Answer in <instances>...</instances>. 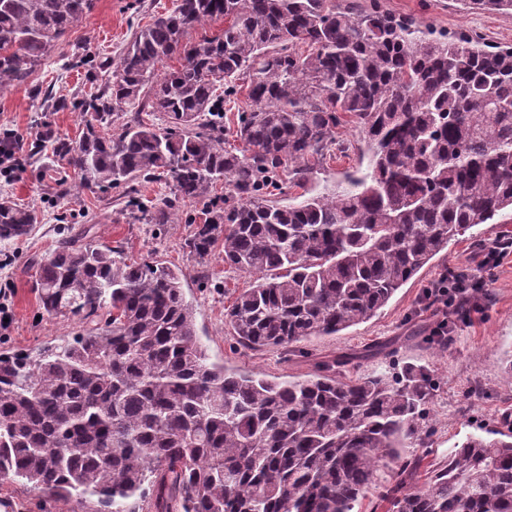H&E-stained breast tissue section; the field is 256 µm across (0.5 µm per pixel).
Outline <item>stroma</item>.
<instances>
[{"instance_id": "1", "label": "stroma", "mask_w": 512, "mask_h": 512, "mask_svg": "<svg viewBox=\"0 0 512 512\" xmlns=\"http://www.w3.org/2000/svg\"><path fill=\"white\" fill-rule=\"evenodd\" d=\"M174 0H94L92 10L58 41L28 84L0 90V130L15 134L11 177L0 176V198L34 210L32 234L0 242V306L9 317L0 328V352H32L61 344L82 333L73 319L43 316L30 263L48 255L60 239L91 228L103 243L122 242L129 256H152L182 270L187 300L196 309L195 328L211 361L226 368L270 379L292 380L315 372L323 362L346 356L350 375L394 374L405 365L425 368L434 387L429 428L424 438L429 467L448 459V451L466 435L512 420V379L504 372L512 351V252L481 267L485 248L512 240V216L480 225V240L460 237L433 264L400 288L371 320L342 331L301 342L297 352L282 348L252 350L239 345L225 323V311L254 275L228 270L221 251L198 266L185 247L192 222L202 221L201 204L182 203L172 224H148L126 211L115 192L96 188L56 191L61 164L50 149L33 153L35 137L53 130L78 140L88 119L77 101L103 88L105 68L117 59L131 34L154 14L172 8ZM397 16L451 33H478L493 44H512V12L481 11L462 0H381ZM450 268L481 274L489 283L463 316L449 315L453 339L435 348L427 337L439 320L422 302L424 288ZM95 498L58 499L31 489L21 480L0 479V512H96Z\"/></svg>"}]
</instances>
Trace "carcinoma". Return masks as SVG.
I'll use <instances>...</instances> for the list:
<instances>
[{"label":"carcinoma","mask_w":512,"mask_h":512,"mask_svg":"<svg viewBox=\"0 0 512 512\" xmlns=\"http://www.w3.org/2000/svg\"><path fill=\"white\" fill-rule=\"evenodd\" d=\"M512 10V0H463ZM93 0H0V90L29 82ZM224 20L217 35L192 31ZM178 65L166 66L169 60ZM245 96L238 145L224 104ZM77 141L45 133L58 186L171 185L149 215L204 204L186 240L260 278L225 314L238 343L284 348L367 322L467 231L512 212V45L448 37L379 0H176L134 33ZM160 117L147 122L143 114ZM366 169L315 192L347 155ZM224 185V199L211 197ZM35 213L0 199V241ZM44 313L86 332L36 356L0 353V478L99 512H352L379 467L420 440L432 379L346 377L347 358L279 381L210 361L183 275L80 233L34 262ZM388 512H512V423L471 434L432 471L405 462ZM341 139L350 144L349 157L335 160L328 165L321 174L318 175L316 187L319 190L331 188L336 183V177L346 168L355 167L359 162V151L361 140L357 129L353 125H346L339 130Z\"/></svg>","instance_id":"carcinoma-1"}]
</instances>
